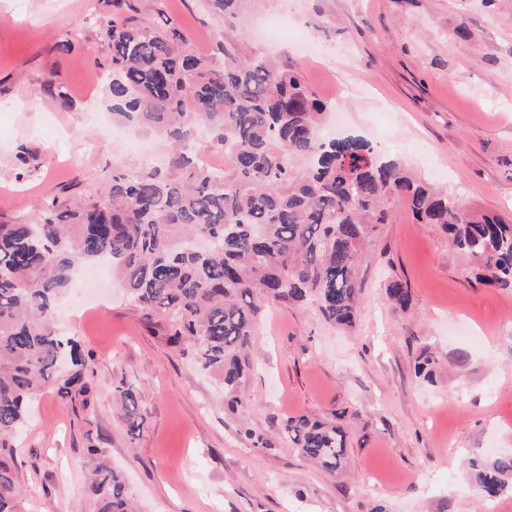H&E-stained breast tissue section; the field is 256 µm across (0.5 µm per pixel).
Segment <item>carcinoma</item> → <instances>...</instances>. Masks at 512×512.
<instances>
[{"label":"carcinoma","instance_id":"obj_1","mask_svg":"<svg viewBox=\"0 0 512 512\" xmlns=\"http://www.w3.org/2000/svg\"><path fill=\"white\" fill-rule=\"evenodd\" d=\"M109 6L100 31L112 112L163 137L171 155L163 169L119 167L95 193L0 220V512H23L14 440L27 402L52 385L63 400L91 397L75 346L54 329L80 264L112 263L167 344L218 379L229 417L244 410L258 300L312 303L326 322L354 327L359 267L399 202L475 259L479 281L512 288L511 216L460 206L360 137L323 140L327 105L294 70L222 45L221 57L201 56L171 21L140 19L132 0ZM194 128L230 156L224 178L183 149ZM387 295L403 310L411 305L399 280ZM114 393L139 429L134 392ZM279 430L327 473L345 465L347 435L336 423L300 414ZM85 453L95 512H134L122 472L99 462L96 446ZM470 465L484 499L512 490L511 454Z\"/></svg>","mask_w":512,"mask_h":512}]
</instances>
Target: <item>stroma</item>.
Masks as SVG:
<instances>
[{"label":"stroma","mask_w":512,"mask_h":512,"mask_svg":"<svg viewBox=\"0 0 512 512\" xmlns=\"http://www.w3.org/2000/svg\"><path fill=\"white\" fill-rule=\"evenodd\" d=\"M134 3L139 18L175 22L196 53L222 44L297 71L345 111L323 138L362 136L464 207L512 213V0H239L226 14L209 0ZM107 12L106 0H0V216L96 191L115 165L141 166L94 120L108 110L97 65ZM305 39L334 70L304 59ZM47 80L69 109L41 93ZM22 146L36 156L35 177L17 165ZM471 268L440 228L398 205L360 270L354 330L309 305L262 302L240 419L117 281L92 294L71 287L54 327L77 342L95 395L85 406L48 389L32 401L17 440L26 512H92L91 443L123 472L140 512H491L469 461L488 447L512 453V288L479 284ZM394 279L411 290L408 309L386 297ZM425 353L429 379L415 372ZM117 386L134 391L139 430L114 403ZM298 414L343 428V473L327 475L278 432ZM247 428L273 449L248 450Z\"/></svg>","instance_id":"stroma-1"}]
</instances>
